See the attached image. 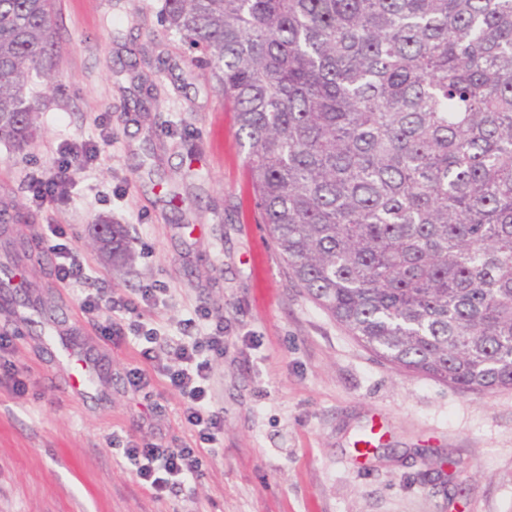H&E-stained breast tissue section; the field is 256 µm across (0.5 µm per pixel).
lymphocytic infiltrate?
<instances>
[{
	"label": "lymphocytic infiltrate",
	"instance_id": "f902f5d3",
	"mask_svg": "<svg viewBox=\"0 0 512 512\" xmlns=\"http://www.w3.org/2000/svg\"><path fill=\"white\" fill-rule=\"evenodd\" d=\"M98 152V146L86 142H69L59 147L56 169L37 180L34 196L47 200L66 194L73 171L85 170ZM44 236L52 242L57 259L56 279L61 285L90 277L92 267L87 257L67 241L61 225H46ZM166 294L163 288H144L139 299L134 300L118 292L96 293L86 295L81 305L83 314L105 341L133 331L142 364L127 374L131 388L142 390L156 379L177 393L185 405L184 418L195 434L193 442L178 448L146 443L122 451L127 469L159 499L196 482L202 474L205 456L217 454L224 434V414L213 407L211 394L212 360L224 353V322L211 320L205 311L181 320L180 340L171 344L167 364L158 365L156 344L160 333L145 326L142 311L163 305Z\"/></svg>",
	"mask_w": 512,
	"mask_h": 512
}]
</instances>
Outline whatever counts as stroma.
<instances>
[{
    "label": "stroma",
    "instance_id": "35a3bbf8",
    "mask_svg": "<svg viewBox=\"0 0 512 512\" xmlns=\"http://www.w3.org/2000/svg\"><path fill=\"white\" fill-rule=\"evenodd\" d=\"M54 78L34 77L39 134L24 150L0 142V201L24 216L0 225V265L29 226L63 225L90 280L60 286L42 246L26 286L0 299V335L24 396L0 385V512H512V388L465 393L395 370L320 308L256 223L224 94L190 64L161 23L163 0H55ZM110 142L68 199L37 202L64 141ZM106 220L128 231L131 261L113 266L94 238ZM166 289L144 323L178 336L202 310L224 319L212 402L224 447L190 490L158 499L120 448L190 441L183 405L161 383L127 387L133 337L110 344L81 310L85 295ZM78 329L76 344L111 378L106 395H72L39 327L17 306ZM383 430L368 457L356 442Z\"/></svg>",
    "mask_w": 512,
    "mask_h": 512
}]
</instances>
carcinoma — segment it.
Returning <instances> with one entry per match:
<instances>
[{
	"mask_svg": "<svg viewBox=\"0 0 512 512\" xmlns=\"http://www.w3.org/2000/svg\"><path fill=\"white\" fill-rule=\"evenodd\" d=\"M53 0H0V141ZM224 93L254 211L307 295L391 365L512 387V0H163ZM112 225V261L130 259Z\"/></svg>",
	"mask_w": 512,
	"mask_h": 512,
	"instance_id": "cac0c4a2",
	"label": "carcinoma"
}]
</instances>
